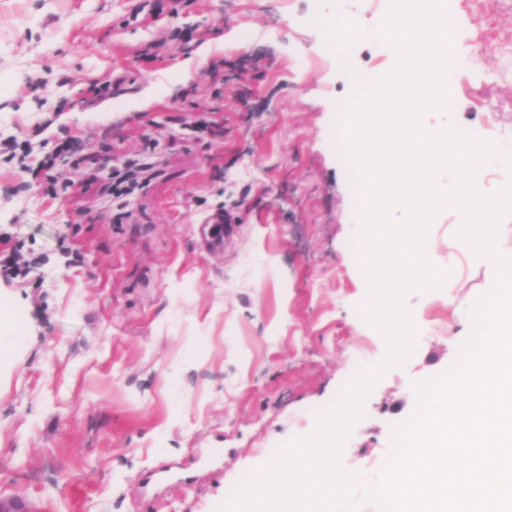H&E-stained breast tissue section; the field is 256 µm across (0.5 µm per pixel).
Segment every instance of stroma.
<instances>
[{
    "mask_svg": "<svg viewBox=\"0 0 512 512\" xmlns=\"http://www.w3.org/2000/svg\"><path fill=\"white\" fill-rule=\"evenodd\" d=\"M136 0H0V140H82L88 160L33 174L0 159V297L25 348L0 372V498L30 512H216L387 353L364 317L351 247L357 196L333 143L351 89L312 18L317 0H186L129 22ZM486 69L450 119L512 146V0H464ZM191 40L174 41L173 28ZM159 55L140 59L147 42ZM109 86L92 98V86ZM211 132L190 134L200 120ZM157 146L155 172L112 208L91 175ZM54 181L75 196L54 195ZM221 213L229 230L211 238ZM430 225L447 294L413 317V353L365 399L340 455L374 478L414 385L446 371L495 275ZM33 262L7 275L8 256Z\"/></svg>",
    "mask_w": 512,
    "mask_h": 512,
    "instance_id": "1",
    "label": "stroma"
}]
</instances>
